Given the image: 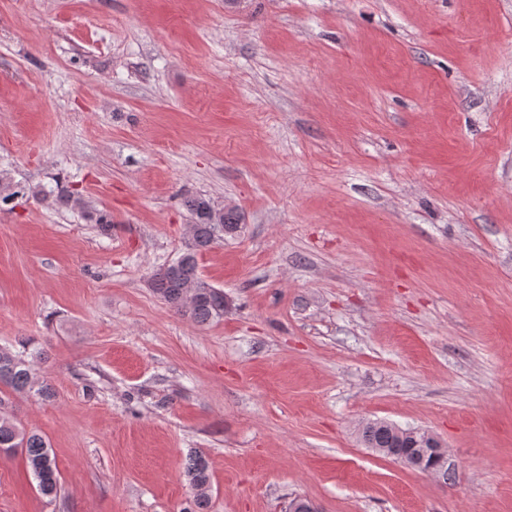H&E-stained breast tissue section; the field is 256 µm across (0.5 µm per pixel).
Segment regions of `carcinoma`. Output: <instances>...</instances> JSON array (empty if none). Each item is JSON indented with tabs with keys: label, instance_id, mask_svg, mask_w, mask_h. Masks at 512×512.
I'll list each match as a JSON object with an SVG mask.
<instances>
[{
	"label": "carcinoma",
	"instance_id": "carcinoma-1",
	"mask_svg": "<svg viewBox=\"0 0 512 512\" xmlns=\"http://www.w3.org/2000/svg\"><path fill=\"white\" fill-rule=\"evenodd\" d=\"M185 205L192 215L191 245L176 261L156 269L150 275L149 285L171 309L205 324L224 317L226 302L224 291L200 276L198 255L209 249L218 237L236 234L240 228L239 215L232 209L216 207L204 194L187 198ZM0 387L18 393L32 391L42 397L51 395L47 386L34 388L29 361L10 348H0ZM360 434L367 447L384 456L392 455L408 467L420 470L427 464L417 447L419 438L411 436L404 427L373 421L363 425ZM18 448L25 455L40 493L46 497L57 495L58 469L46 440L1 416L0 451L10 453ZM187 476L194 490V505L198 512H204L209 501L210 475L202 456L191 460Z\"/></svg>",
	"mask_w": 512,
	"mask_h": 512
}]
</instances>
